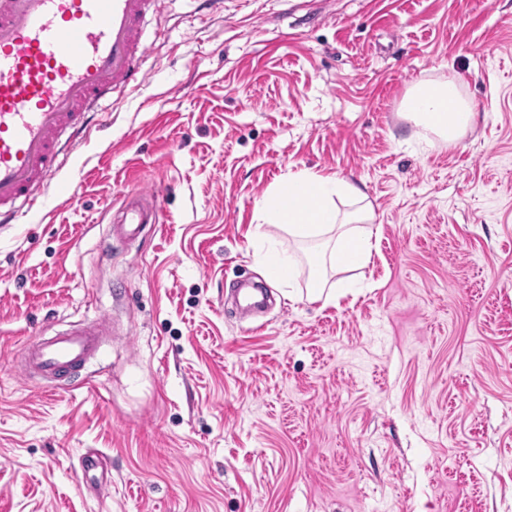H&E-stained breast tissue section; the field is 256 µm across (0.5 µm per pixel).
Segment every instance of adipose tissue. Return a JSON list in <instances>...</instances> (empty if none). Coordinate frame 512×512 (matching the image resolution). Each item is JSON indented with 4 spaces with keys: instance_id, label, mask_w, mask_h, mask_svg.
I'll return each mask as SVG.
<instances>
[{
    "instance_id": "ef3b65f1",
    "label": "adipose tissue",
    "mask_w": 512,
    "mask_h": 512,
    "mask_svg": "<svg viewBox=\"0 0 512 512\" xmlns=\"http://www.w3.org/2000/svg\"><path fill=\"white\" fill-rule=\"evenodd\" d=\"M403 106L422 130L431 131L448 142H456L471 128L477 110L463 99L455 79L419 81L407 93ZM354 182L317 173L289 176L267 194L259 206V220L289 236L303 240L325 236L322 261L331 270L365 265L371 256V232L350 227L341 215L337 200H363Z\"/></svg>"
}]
</instances>
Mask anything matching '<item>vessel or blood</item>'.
Instances as JSON below:
<instances>
[{"label": "vessel or blood", "mask_w": 512, "mask_h": 512, "mask_svg": "<svg viewBox=\"0 0 512 512\" xmlns=\"http://www.w3.org/2000/svg\"><path fill=\"white\" fill-rule=\"evenodd\" d=\"M159 0H0V222L30 211L57 170L62 140L78 141L117 88L137 79L144 27ZM148 211L129 194L110 237L135 240ZM108 328L92 325L26 343L30 376L58 379L95 357Z\"/></svg>", "instance_id": "b4317fda"}]
</instances>
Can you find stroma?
I'll return each instance as SVG.
<instances>
[{"label":"stroma","mask_w":512,"mask_h":512,"mask_svg":"<svg viewBox=\"0 0 512 512\" xmlns=\"http://www.w3.org/2000/svg\"><path fill=\"white\" fill-rule=\"evenodd\" d=\"M145 38L138 86L0 224V512H512V0H163ZM451 76L476 124L417 145L402 101ZM302 171L361 186L367 267L257 238ZM132 192L159 221L108 243ZM283 252L288 288L260 264ZM245 280L271 304L244 321ZM101 314L55 393L24 375L31 332Z\"/></svg>","instance_id":"1"}]
</instances>
